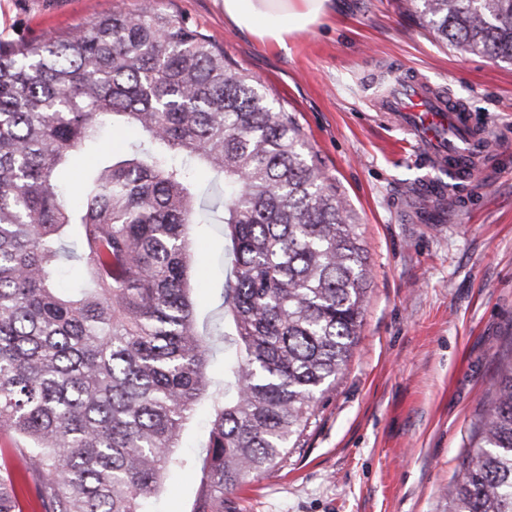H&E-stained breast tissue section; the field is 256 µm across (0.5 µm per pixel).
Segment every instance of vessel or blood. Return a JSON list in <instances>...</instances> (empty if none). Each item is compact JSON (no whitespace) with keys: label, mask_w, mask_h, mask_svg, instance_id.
<instances>
[{"label":"vessel or blood","mask_w":512,"mask_h":512,"mask_svg":"<svg viewBox=\"0 0 512 512\" xmlns=\"http://www.w3.org/2000/svg\"><path fill=\"white\" fill-rule=\"evenodd\" d=\"M377 111L396 120L430 161L459 182L476 172L485 133L457 101L437 97L421 76L411 75L396 95L377 100Z\"/></svg>","instance_id":"1"}]
</instances>
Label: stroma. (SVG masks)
<instances>
[{
  "mask_svg": "<svg viewBox=\"0 0 512 512\" xmlns=\"http://www.w3.org/2000/svg\"><path fill=\"white\" fill-rule=\"evenodd\" d=\"M144 8L182 14L295 116L369 269L358 344L301 448L225 495L224 512H446L512 346V65L439 43L408 0H336L284 50L229 26L220 0H0V48ZM409 70L463 100L494 141L472 180L449 181L374 110L375 78ZM196 240L189 278L208 319L226 243L206 225ZM195 493L171 470L154 512H188Z\"/></svg>",
  "mask_w": 512,
  "mask_h": 512,
  "instance_id": "obj_1",
  "label": "stroma"
}]
</instances>
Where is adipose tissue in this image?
<instances>
[{"mask_svg":"<svg viewBox=\"0 0 512 512\" xmlns=\"http://www.w3.org/2000/svg\"><path fill=\"white\" fill-rule=\"evenodd\" d=\"M224 18L259 43L287 48L295 35L311 30L333 11L334 0H222Z\"/></svg>","mask_w":512,"mask_h":512,"instance_id":"ef3b65f1","label":"adipose tissue"}]
</instances>
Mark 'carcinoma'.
<instances>
[{
	"instance_id": "1",
	"label": "carcinoma",
	"mask_w": 512,
	"mask_h": 512,
	"mask_svg": "<svg viewBox=\"0 0 512 512\" xmlns=\"http://www.w3.org/2000/svg\"><path fill=\"white\" fill-rule=\"evenodd\" d=\"M423 27L512 64V0H411ZM137 137L74 191L71 152ZM223 183L224 322L188 273L198 168ZM352 211L295 118L178 14L120 12L0 51V512H146L199 471L190 512L288 461L359 337L368 280ZM82 279L61 290L64 264ZM224 345L201 463L177 454ZM448 512H512V348L461 455Z\"/></svg>"
}]
</instances>
